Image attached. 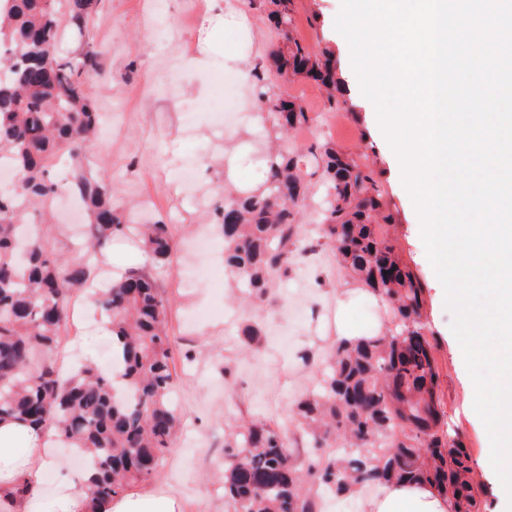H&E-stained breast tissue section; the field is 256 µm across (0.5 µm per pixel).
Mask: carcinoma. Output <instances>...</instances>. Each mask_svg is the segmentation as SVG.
<instances>
[{"instance_id":"1","label":"carcinoma","mask_w":512,"mask_h":512,"mask_svg":"<svg viewBox=\"0 0 512 512\" xmlns=\"http://www.w3.org/2000/svg\"><path fill=\"white\" fill-rule=\"evenodd\" d=\"M96 0H0V162L16 180L0 190V420L47 428L85 458L91 471L89 512L149 479L170 451L180 427L171 402L176 379L168 328L169 300L155 276L131 268L95 294L112 320V370L85 365L60 374V333L73 298L92 287L91 259L127 234L131 217L84 163L102 114L85 92L98 53L62 57L63 18L84 30ZM279 72L306 73L337 90L327 61L299 44ZM309 113L286 99L269 113L270 151L264 185L224 192L213 217L224 236V265L241 277L251 303L269 298L288 274L301 207L313 178L325 184L323 232L342 267L381 299L391 314L385 332L336 344L321 355L319 390L296 404L303 432L322 453L303 464L285 455L288 442L267 423L240 419L224 435L231 462L224 499L232 512H318L322 493L351 495L369 482L423 481L448 499L449 512H479L471 456L445 422L438 367L427 339L423 288L395 254L383 225L395 216L382 201L377 173L328 142L310 149L302 171L288 130ZM72 161L69 177H50L58 154ZM78 194L87 216L80 257L57 253L46 209L63 188ZM156 264L174 245L166 224H142ZM390 269L393 276L385 277ZM248 458L240 467L236 458Z\"/></svg>"}]
</instances>
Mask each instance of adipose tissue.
Instances as JSON below:
<instances>
[{
	"instance_id": "1",
	"label": "adipose tissue",
	"mask_w": 512,
	"mask_h": 512,
	"mask_svg": "<svg viewBox=\"0 0 512 512\" xmlns=\"http://www.w3.org/2000/svg\"><path fill=\"white\" fill-rule=\"evenodd\" d=\"M51 432L13 420H0V512H86L81 484L63 481L53 495L41 488V473L53 463ZM27 493L15 497L17 485ZM104 512H183L174 494L155 490L118 497ZM361 512H448V505L429 485L401 481L383 485L381 494L362 498Z\"/></svg>"
}]
</instances>
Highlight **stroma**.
Here are the masks:
<instances>
[{"label":"stroma","mask_w":512,"mask_h":512,"mask_svg":"<svg viewBox=\"0 0 512 512\" xmlns=\"http://www.w3.org/2000/svg\"><path fill=\"white\" fill-rule=\"evenodd\" d=\"M203 2L208 17L223 18L232 8L242 20L225 27L219 45H207L201 24L185 19L188 0H100L85 33L63 25L58 44L59 54L69 58L93 45L98 67L86 92L99 111L121 122L117 129L104 126L89 145V165L101 170L117 206L134 208L149 201L148 218L169 225L177 246L176 256L154 275L171 306V369L177 374L175 406L183 429L141 490L177 495L183 512H228L222 486L229 463L224 434L243 416L267 419L285 433L291 448L311 455L293 412L320 377L319 367L305 364V356L320 355L335 343L338 321L369 331L389 318V304L364 296L363 284L346 273L326 246L313 201L300 219L291 268L274 284L270 302L253 307L234 301L237 288L224 267V241L214 226L209 229L213 249L197 260L201 277L195 287H185L182 267L189 258L191 232L206 221L204 196L225 186L244 192L265 178V166L251 147L267 143L256 110L268 113L272 107L254 95L246 78L254 71L275 95L309 112L308 128L288 133L299 154L327 140L379 173L383 200L395 215L384 233L424 289L441 408L471 454L482 512H494L495 488L479 471L487 431L464 412L472 382L452 353L457 343L452 316L440 298V282L424 263V244L415 233L419 217L395 174L376 110L361 92L348 44L338 40L339 0H286L292 23L285 30L274 20V0ZM180 20L185 26L179 40L169 41V28ZM292 41L317 55L330 50L340 107L329 106L320 82L303 75L288 79L272 67V51ZM187 110L197 115L192 138L183 135L180 124ZM190 163L198 170V183L182 192L177 184ZM305 287L313 295L296 318L277 314L279 303ZM101 321V313H94L87 329L68 319L60 346L63 360L106 361L103 346L109 338L99 330ZM249 325L260 330L251 346L242 335Z\"/></svg>","instance_id":"obj_1"}]
</instances>
